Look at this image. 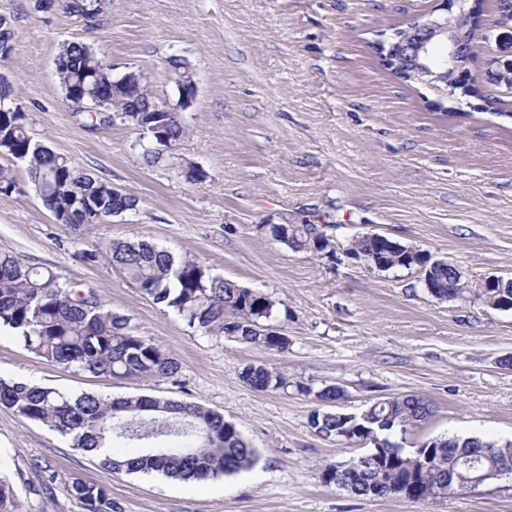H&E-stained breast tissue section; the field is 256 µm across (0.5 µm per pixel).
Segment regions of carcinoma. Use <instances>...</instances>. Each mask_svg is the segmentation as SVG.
<instances>
[{
    "instance_id": "carcinoma-1",
    "label": "carcinoma",
    "mask_w": 512,
    "mask_h": 512,
    "mask_svg": "<svg viewBox=\"0 0 512 512\" xmlns=\"http://www.w3.org/2000/svg\"><path fill=\"white\" fill-rule=\"evenodd\" d=\"M58 6L93 23L107 9V0H39L37 8ZM170 81L194 86L187 63L169 61ZM60 87L76 111L87 112L92 125H107L113 117L134 126L148 141L144 156L149 163L164 158L182 162L179 169L189 182L207 177L198 166L181 161L176 146L187 128L178 112H149L162 106L145 74L135 69L116 93L112 69L89 46L79 42L61 45L56 58ZM0 93V155L27 165L30 188L57 223L77 230L103 223L135 209L136 199L112 195L106 182L76 167L27 131L26 113L9 112L12 90ZM260 229L295 252L336 255L330 239L318 224H262ZM106 251L112 267L142 294L176 313L196 331L229 336L243 344L268 351L288 350V337L262 329L275 317L276 301L268 295L214 275L198 261L177 259L148 241L114 239ZM347 255L377 260L379 270L419 268L432 287L431 295L448 301L475 299L497 309L512 310V288H470L460 281L448 285V269L418 250L414 255L393 246L387 237H359ZM14 334L36 356L63 368H75L115 377L169 378L178 361L159 344L134 333L129 319L112 312L100 295L92 302L81 289L50 269L24 264L0 253V330ZM245 384L258 391H277L292 385L304 396L312 395L320 408L310 423L321 436L357 437L381 443L380 453L365 451L341 464L348 471L336 481V464L322 468L319 478L344 485L347 492L363 497L369 486L380 498L412 501L445 498L467 490L475 469L512 464V444L497 445L480 437L437 436L406 450L391 442L397 431L405 433L432 415L430 404L416 395L391 397L368 408L366 418L349 419L327 407L345 397L344 390L329 385L319 391L296 382L263 364L248 365L241 373ZM0 405L19 416L45 424L71 439L72 447L101 460L115 473L160 472L169 478L201 481L231 475L250 468L255 451L224 416L195 403L161 400L149 396L105 399L91 393L72 395L29 381L0 378ZM149 443L146 453L119 458L112 454L113 441ZM68 492L85 512H120L108 490L76 479ZM0 512H19L12 484L0 476Z\"/></svg>"
}]
</instances>
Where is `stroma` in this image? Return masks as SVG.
Listing matches in <instances>:
<instances>
[{
  "label": "stroma",
  "mask_w": 512,
  "mask_h": 512,
  "mask_svg": "<svg viewBox=\"0 0 512 512\" xmlns=\"http://www.w3.org/2000/svg\"><path fill=\"white\" fill-rule=\"evenodd\" d=\"M442 0H111L94 25L33 0H0L15 49L0 60L34 139L137 200L135 209L74 231L56 223L28 188L23 163L0 156L21 189L0 194V253L88 284L135 334L180 364L171 378L65 370L0 331V377L104 398L149 395L222 414L258 455L252 468L184 482L115 474L48 426L0 406V472L22 512H84L74 478L107 488L122 512H512V474L428 502L355 497L323 484L320 470L365 451L310 425L312 397L260 392L240 376L264 363L314 388L341 387L334 409L359 413L412 394L431 417L392 442L409 449L440 435L512 441V311L444 301L419 269L380 271L346 254L381 234L455 264L464 279L512 278V97L486 76L489 56L512 58V28L481 0L479 44L463 76L472 96L443 98L387 69L379 42ZM95 50L116 73L139 69L177 101L168 62L185 60L196 91L181 115L178 156L207 177L150 164L139 133L91 127L55 75L62 43ZM288 214L321 224L335 259L295 252L260 224ZM144 238L212 274L268 294L287 336L265 351L188 328L116 271L105 246ZM96 261H81L86 251Z\"/></svg>",
  "instance_id": "stroma-1"
}]
</instances>
